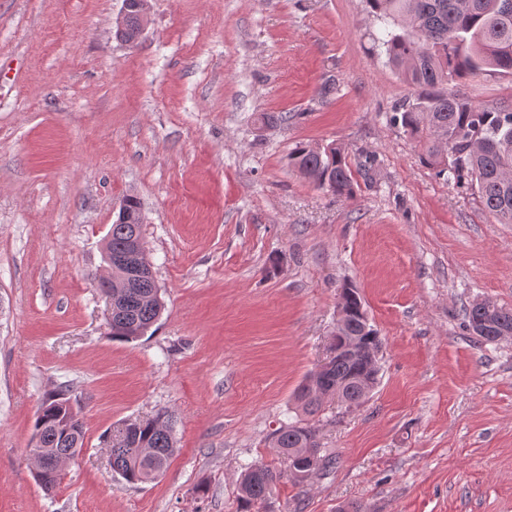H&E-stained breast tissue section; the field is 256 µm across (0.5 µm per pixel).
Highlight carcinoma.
<instances>
[{"label": "carcinoma", "instance_id": "obj_1", "mask_svg": "<svg viewBox=\"0 0 512 512\" xmlns=\"http://www.w3.org/2000/svg\"><path fill=\"white\" fill-rule=\"evenodd\" d=\"M122 28L116 36L127 42L138 36L141 18L137 0H127ZM372 11L401 32L385 30L376 38L388 61L402 78L419 89L416 98L396 117L402 127L423 144L428 165L438 175L455 181L471 178L480 203L502 224H512V108L474 104L450 89L458 81L480 73L512 75V0H367ZM289 165L319 189L338 198L356 194L351 165L335 146L312 148L300 145L289 155ZM140 203L129 198L111 224L105 254L124 250L134 234H142ZM164 304L148 302L131 309V321L108 326L112 339L130 342L158 321ZM345 331L349 336H374L361 300L345 306ZM469 328L485 342L503 331L512 332V309L493 305L486 313L476 305L466 309ZM370 378L364 364L334 357L324 374V385L348 381L349 396L361 395V384ZM45 447L72 456L84 445V424L64 393L49 396L35 422ZM275 444L288 460V471H299L309 460L293 449L311 446L314 471L333 464L321 455L318 428L308 418L280 428ZM112 472L136 485L152 480L151 463L167 465L174 452L170 418L162 413L151 419L124 424L112 435ZM283 474L267 465L252 464L240 483L245 507L265 501Z\"/></svg>", "mask_w": 512, "mask_h": 512}]
</instances>
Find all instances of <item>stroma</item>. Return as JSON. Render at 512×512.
<instances>
[{"label":"stroma","mask_w":512,"mask_h":512,"mask_svg":"<svg viewBox=\"0 0 512 512\" xmlns=\"http://www.w3.org/2000/svg\"><path fill=\"white\" fill-rule=\"evenodd\" d=\"M122 7L0 0V512H512V338L464 316L512 308V224L394 123L416 89L367 0H149L133 45ZM459 91L512 107L510 75ZM331 144L354 199L288 166ZM131 196L164 311L121 342L92 277ZM346 283L381 339L378 383L315 415L331 467L244 509L247 465L287 467L274 433L303 416ZM61 389L85 440L48 493L30 448ZM160 412L175 452L127 484L108 437ZM485 301L493 305L491 314L482 312L481 308L476 306V303L466 309L465 317L469 328L485 342L495 341L494 337L491 336H495L496 340L511 338V333L503 332L500 336L498 335L502 331L512 332V309L498 306L489 300ZM483 322L487 324H483Z\"/></svg>","instance_id":"35a3bbf8"}]
</instances>
